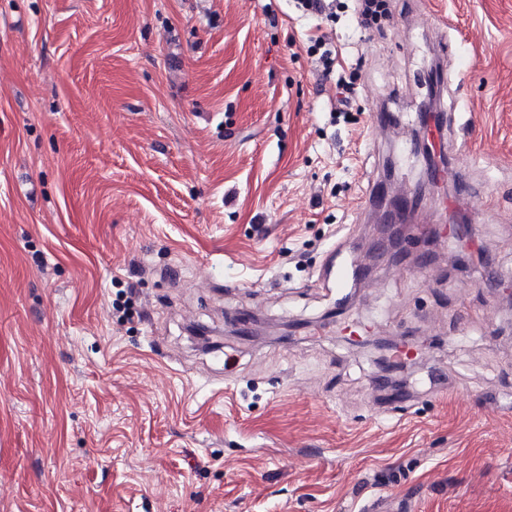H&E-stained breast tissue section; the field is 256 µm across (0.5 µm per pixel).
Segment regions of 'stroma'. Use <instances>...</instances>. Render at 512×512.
I'll return each instance as SVG.
<instances>
[{
  "instance_id": "stroma-1",
  "label": "stroma",
  "mask_w": 512,
  "mask_h": 512,
  "mask_svg": "<svg viewBox=\"0 0 512 512\" xmlns=\"http://www.w3.org/2000/svg\"><path fill=\"white\" fill-rule=\"evenodd\" d=\"M390 9L0 0V512H512V0ZM431 54L452 177L415 217L449 207L401 242L434 261L389 265ZM356 323L412 348L401 392ZM357 13L364 29L370 28L381 19H389L390 10L387 0H357Z\"/></svg>"
}]
</instances>
